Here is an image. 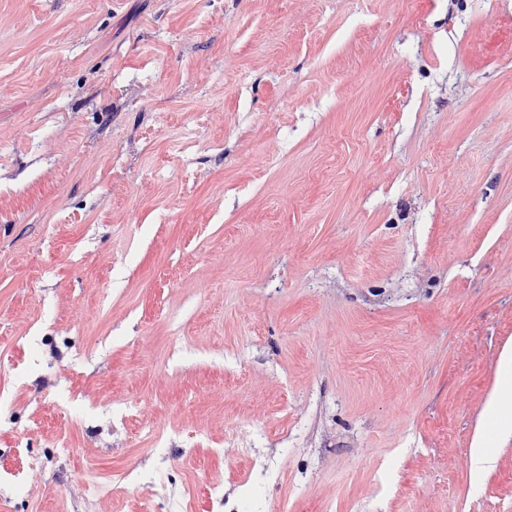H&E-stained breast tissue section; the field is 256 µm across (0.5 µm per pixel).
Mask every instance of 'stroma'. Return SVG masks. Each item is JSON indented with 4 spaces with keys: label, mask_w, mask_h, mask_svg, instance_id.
<instances>
[{
    "label": "stroma",
    "mask_w": 512,
    "mask_h": 512,
    "mask_svg": "<svg viewBox=\"0 0 512 512\" xmlns=\"http://www.w3.org/2000/svg\"><path fill=\"white\" fill-rule=\"evenodd\" d=\"M0 87L8 512H512V0H0ZM487 414L500 433H512V399L494 397L487 406Z\"/></svg>",
    "instance_id": "35a3bbf8"
}]
</instances>
